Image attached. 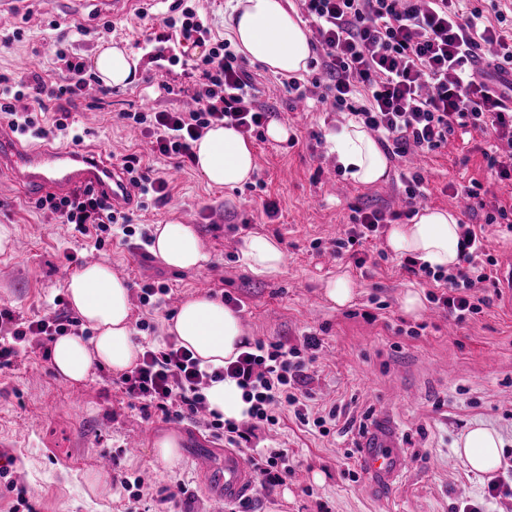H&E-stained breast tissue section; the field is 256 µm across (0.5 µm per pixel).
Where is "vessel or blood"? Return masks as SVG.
<instances>
[{"label": "vessel or blood", "mask_w": 512, "mask_h": 512, "mask_svg": "<svg viewBox=\"0 0 512 512\" xmlns=\"http://www.w3.org/2000/svg\"><path fill=\"white\" fill-rule=\"evenodd\" d=\"M1 167L9 170L31 195H65L92 186L111 195L114 209H130L137 201L136 188L119 167L77 148L23 145L0 132ZM358 467L363 475L384 485L406 473L408 458L389 424H378L360 439ZM206 474V489L220 505L242 498L256 483L252 470L231 448L225 449L223 464L207 469Z\"/></svg>", "instance_id": "1"}]
</instances>
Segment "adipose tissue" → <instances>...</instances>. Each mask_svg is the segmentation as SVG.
Returning <instances> with one entry per match:
<instances>
[{
	"mask_svg": "<svg viewBox=\"0 0 512 512\" xmlns=\"http://www.w3.org/2000/svg\"><path fill=\"white\" fill-rule=\"evenodd\" d=\"M228 28L237 51L275 74L307 72L312 51L304 22L288 9V0H237ZM140 55L115 43L100 46L93 66L110 87H126L138 73ZM330 151L347 178L360 185L383 182L389 160L359 123L349 122L329 138ZM194 163L209 184L235 188L251 179L256 165L253 147L235 128L216 125L193 145ZM152 251L169 267L190 269L208 259L201 240L190 224H159L153 231ZM460 228L457 216L448 210L424 208L411 223L390 225L387 244L397 256L414 259L432 270L451 272L460 263ZM241 255L257 274L281 272L285 255L279 241L268 235L243 238ZM67 292L93 336L58 337L51 349L57 375L67 381H84L92 370L105 367L122 374L136 366L142 352L133 339L129 287L104 263L84 266L71 276ZM170 335L192 351L203 369L213 371L244 350L245 336L239 314L223 302L206 295L185 299L167 325ZM209 410L224 419L241 422L249 409L236 380L211 383L205 390ZM502 448L499 434L484 425L470 428L456 451L471 468L486 473L495 468Z\"/></svg>",
	"mask_w": 512,
	"mask_h": 512,
	"instance_id": "adipose-tissue-1",
	"label": "adipose tissue"
}]
</instances>
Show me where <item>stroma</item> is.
<instances>
[{"mask_svg": "<svg viewBox=\"0 0 512 512\" xmlns=\"http://www.w3.org/2000/svg\"><path fill=\"white\" fill-rule=\"evenodd\" d=\"M167 9L159 0L153 17L144 18L138 6L116 14L103 0H9L4 12L24 35L0 45V74L18 79L37 68L62 77L51 49L50 22L69 30L73 15H80L89 34L76 39L72 50L89 63L102 42L129 48L134 39L161 33ZM247 68L257 76L260 102L275 108L274 120L288 127L289 139L253 140L255 173L233 189L208 186L195 165L186 163L167 202L133 214L137 224L194 225L208 255L205 271L143 257L136 235H113L99 252L100 262L128 284L132 321L151 325L135 330V340L162 344L165 323L177 311L173 304L158 310L141 305L146 283L170 288L182 300L226 294L240 299L244 331L253 340L292 346L309 332L322 339L323 350L307 370L309 406L316 416L335 411V423L324 436L289 415L278 432L260 434L257 448L287 449L289 471L283 484L254 492V512H268L273 505L278 512H461L467 501L482 503L485 512H512V493L487 495L489 483L512 465V304L485 282L480 292L489 296V305L461 322L450 323L430 302L425 314L406 315L404 293L426 295L430 287L403 269L382 235L359 247L363 267L346 254L325 265L323 254L335 250L355 209L401 210L404 166L391 161L387 180L368 186L337 174L327 137L343 125L341 114L326 107L296 111L282 76L257 63ZM162 82L172 85L174 94L159 92ZM193 87L181 66L162 67L142 54L132 84L106 94L86 91L76 99L72 113L87 131L84 150L103 157L115 146L168 171L167 160L149 153L142 127L118 115L182 108L185 90ZM486 147L482 132L460 130L419 165L428 182L427 207L446 208L459 221L483 225L487 255L502 263L512 258V233L485 224L484 218L498 206L512 205V178L491 174ZM475 181L483 185L480 197L461 202L457 188ZM266 200L277 202V217L264 215ZM0 227L12 240L11 248L0 252V305L26 318L44 314L56 297L65 299L66 283L89 250L87 239L36 209L33 198L5 174H0ZM254 233L279 240L285 254L281 273L260 276L243 261L239 243ZM341 273L350 277L355 296L338 308L324 298L323 286ZM366 414L374 420L387 417L412 461L388 488H372L355 463L359 422ZM477 423L495 429L503 441L501 467L487 474L471 472L454 453L455 441ZM165 434L179 440V456L171 464L156 456L154 443ZM131 435L143 438L134 453L125 446ZM223 449L202 420L169 421L158 412L147 417L129 406L108 369H95L80 383L63 381L49 352L35 344L0 370V453L12 457L10 477L27 490L33 512H125L128 494L120 481L127 476L144 483L139 512H211L198 464L220 466ZM106 454L112 464L104 470L99 459Z\"/></svg>", "mask_w": 512, "mask_h": 512, "instance_id": "obj_1", "label": "stroma"}]
</instances>
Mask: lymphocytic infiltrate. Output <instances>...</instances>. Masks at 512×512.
<instances>
[{"label": "lymphocytic infiltrate", "instance_id": "f902f5d3", "mask_svg": "<svg viewBox=\"0 0 512 512\" xmlns=\"http://www.w3.org/2000/svg\"><path fill=\"white\" fill-rule=\"evenodd\" d=\"M461 0H298L310 21V40L317 57L311 83L290 79L287 92L293 99H307L318 89V102H331L336 111L363 124L391 158L408 153H429L448 142L456 128L473 127L490 134L494 146L487 153L489 168L499 177L512 175V16L489 0L486 7L462 11ZM161 45L182 47L190 42L208 45L207 54L194 60L192 69L203 81L191 95L189 110L122 112L119 120L144 127L152 139V152L181 166L193 157V144L211 125L231 124L243 135H260L272 112L257 101L256 85L242 57L226 40L216 39L199 21L188 0H172L163 18ZM54 55L69 77L51 81L40 73L11 82L0 75V122L15 133L32 134L44 142L79 145L83 135L71 122V106L94 83L81 57L73 53L68 37L53 44ZM55 103V118L41 124L38 115ZM119 166L137 188L140 200H167L169 183L143 169L137 155L118 157ZM35 206L54 214L74 233L102 248L112 230L132 236L129 214L112 207L110 197L87 187L67 196L39 198ZM395 211L358 212L337 249L378 236L398 219ZM503 225L512 233V210L498 207L484 224ZM484 224L461 227L460 250L465 259L484 255ZM404 268L433 282L431 299L455 320L480 313L486 296L478 295L469 270L453 274L435 272L413 260ZM79 322L54 310L33 319L16 317L0 307V369L26 352L32 341L51 342L74 335ZM322 345L308 335L301 346L256 340L227 367L212 372L201 369L191 352L167 337L163 346L146 344L144 354L118 384L138 403L142 413L156 410L164 418L185 420L205 408L203 394L209 382L233 378L250 404L247 426L213 416L207 424L212 436L230 448L250 447L256 431L276 430L284 411H293L302 425L327 434L326 417H311L304 390V371L311 352Z\"/></svg>", "mask_w": 512, "mask_h": 512}]
</instances>
